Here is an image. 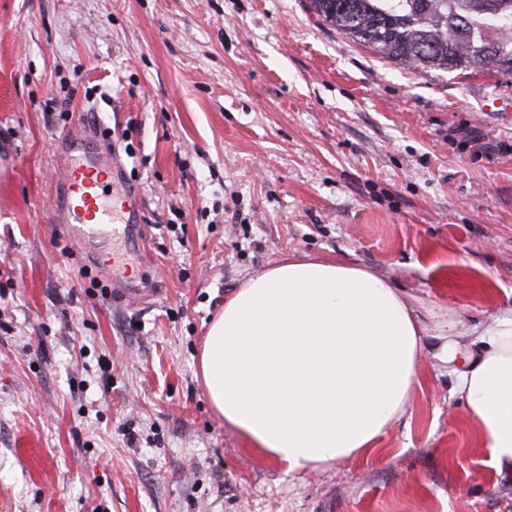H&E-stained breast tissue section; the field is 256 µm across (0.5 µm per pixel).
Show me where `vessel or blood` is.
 <instances>
[{
    "label": "vessel or blood",
    "mask_w": 512,
    "mask_h": 512,
    "mask_svg": "<svg viewBox=\"0 0 512 512\" xmlns=\"http://www.w3.org/2000/svg\"><path fill=\"white\" fill-rule=\"evenodd\" d=\"M61 149L66 156V194L60 211L70 237L79 247L84 267L107 274L114 296L121 300L150 302L154 289L138 287L116 274L97 247L100 240L110 237L123 239L130 250H146L142 227L135 222L134 191L128 187L107 188L101 179L105 171L103 158L111 154V144L87 136L83 128L77 127L62 135Z\"/></svg>",
    "instance_id": "1"
}]
</instances>
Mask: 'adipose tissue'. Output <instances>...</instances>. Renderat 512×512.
Masks as SVG:
<instances>
[{
	"instance_id": "obj_1",
	"label": "adipose tissue",
	"mask_w": 512,
	"mask_h": 512,
	"mask_svg": "<svg viewBox=\"0 0 512 512\" xmlns=\"http://www.w3.org/2000/svg\"><path fill=\"white\" fill-rule=\"evenodd\" d=\"M449 339L454 395L498 475H512V309ZM422 329L388 277L288 259L247 279L211 322L199 374L214 412L287 471L367 453L420 386Z\"/></svg>"
}]
</instances>
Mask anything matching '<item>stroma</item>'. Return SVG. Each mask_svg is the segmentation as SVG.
<instances>
[{"instance_id":"obj_1","label":"stroma","mask_w":512,"mask_h":512,"mask_svg":"<svg viewBox=\"0 0 512 512\" xmlns=\"http://www.w3.org/2000/svg\"><path fill=\"white\" fill-rule=\"evenodd\" d=\"M309 0H0V512H512L441 357L512 308V74L405 69ZM116 142L149 305L91 285L56 141ZM389 277L422 328L407 413L288 473L211 409V318L288 258Z\"/></svg>"}]
</instances>
